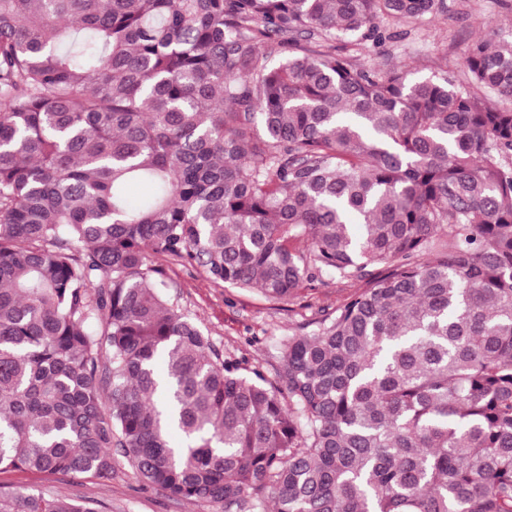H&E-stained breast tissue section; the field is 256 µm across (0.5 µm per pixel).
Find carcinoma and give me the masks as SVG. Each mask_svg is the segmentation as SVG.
Instances as JSON below:
<instances>
[{"label": "carcinoma", "mask_w": 512, "mask_h": 512, "mask_svg": "<svg viewBox=\"0 0 512 512\" xmlns=\"http://www.w3.org/2000/svg\"><path fill=\"white\" fill-rule=\"evenodd\" d=\"M436 8L0 0L1 471L106 478L119 455L224 512H512V107L471 91L512 101V31L468 46L469 86L330 44ZM167 263L272 303L365 287L281 342L273 383Z\"/></svg>", "instance_id": "1"}]
</instances>
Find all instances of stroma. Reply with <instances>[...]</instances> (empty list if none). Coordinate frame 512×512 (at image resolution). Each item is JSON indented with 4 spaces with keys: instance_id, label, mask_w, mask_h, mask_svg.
Listing matches in <instances>:
<instances>
[{
    "instance_id": "1",
    "label": "stroma",
    "mask_w": 512,
    "mask_h": 512,
    "mask_svg": "<svg viewBox=\"0 0 512 512\" xmlns=\"http://www.w3.org/2000/svg\"><path fill=\"white\" fill-rule=\"evenodd\" d=\"M488 24L512 28V0H444L441 11L415 21L380 20L388 36L382 44L356 46L340 41L336 50L360 67H404L416 79L448 76L465 84L469 81L463 64L465 51ZM166 282L182 309L225 356L260 369L272 381L281 367L280 340L312 331L321 309L336 307L362 286L356 279L325 277L307 283L298 303L287 306L267 302L254 290L214 284L201 271L178 264L168 265ZM17 488L86 496L94 512H224L220 504L175 500L145 487L120 457L112 465L111 478L105 480L0 472V491L9 493Z\"/></svg>"
}]
</instances>
